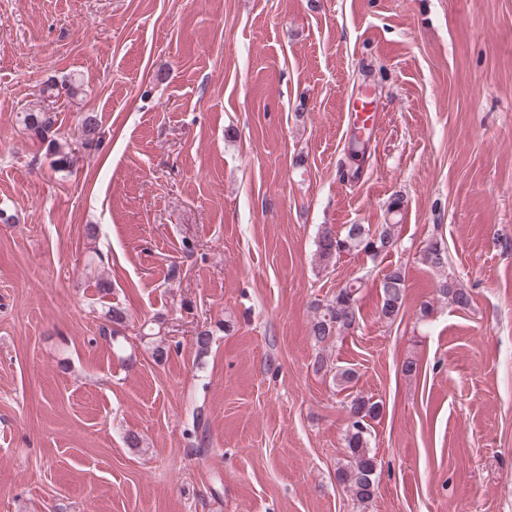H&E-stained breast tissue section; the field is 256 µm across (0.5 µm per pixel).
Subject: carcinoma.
Returning a JSON list of instances; mask_svg holds the SVG:
<instances>
[{
	"instance_id": "carcinoma-1",
	"label": "carcinoma",
	"mask_w": 512,
	"mask_h": 512,
	"mask_svg": "<svg viewBox=\"0 0 512 512\" xmlns=\"http://www.w3.org/2000/svg\"><path fill=\"white\" fill-rule=\"evenodd\" d=\"M22 122L26 129L41 142L47 144V151L54 157L53 164L63 169L71 162L72 151L65 148L54 129V120L49 111L40 109L23 113ZM101 128L96 117L88 115L81 121V137L84 145H91L100 139ZM369 139L352 135L348 144V155L353 160H363ZM396 225L380 224L371 227L365 224H351L342 235L325 230L318 237L316 252L319 262L328 266L343 252H364L374 257L396 245ZM421 263L436 275L435 288L438 296L449 305L465 310L471 306L472 296L463 288L457 276L448 269V255L445 243L437 238L428 240L421 254ZM362 282L356 280L336 291L326 303L315 307L311 325V336L316 344L323 345L335 338L342 330L351 328L357 319L355 295ZM382 303L380 316L393 321L399 315L405 300L406 272L398 266L389 269L380 281ZM348 424L345 430V448L349 463L338 468V481L356 498L365 503L375 491L377 461L368 448L370 422L380 414V404L370 397L355 395L347 404Z\"/></svg>"
}]
</instances>
